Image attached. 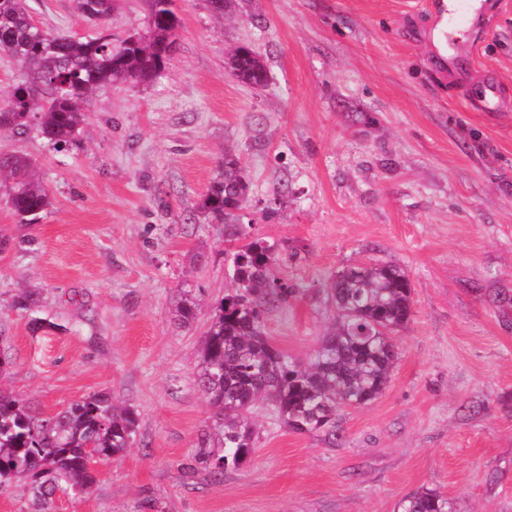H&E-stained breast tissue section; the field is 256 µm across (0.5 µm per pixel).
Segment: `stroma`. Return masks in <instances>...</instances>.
Instances as JSON below:
<instances>
[{
    "label": "stroma",
    "instance_id": "obj_1",
    "mask_svg": "<svg viewBox=\"0 0 512 512\" xmlns=\"http://www.w3.org/2000/svg\"><path fill=\"white\" fill-rule=\"evenodd\" d=\"M426 0H175L176 49L157 78L97 89L75 141L0 132V156L35 163L52 199L20 224L0 195V386L43 415L108 393L138 415L131 448L53 512H397L429 488L459 512H512V0H485L452 68L430 44ZM40 26L97 29L73 0H26ZM247 44L260 88L224 69ZM501 85L480 111L481 83ZM232 154L250 183L253 237L283 245L297 295L264 329L307 362L336 319L337 271L396 264L413 316L383 393L343 407L335 437L296 434L261 403L257 451L223 478L198 462L211 409L201 340L232 272L224 227L197 213ZM281 205H273V198ZM34 293L36 313L17 309ZM195 322L178 324L183 293ZM42 325H35V318Z\"/></svg>",
    "mask_w": 512,
    "mask_h": 512
}]
</instances>
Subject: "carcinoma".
Instances as JSON below:
<instances>
[{"mask_svg":"<svg viewBox=\"0 0 512 512\" xmlns=\"http://www.w3.org/2000/svg\"><path fill=\"white\" fill-rule=\"evenodd\" d=\"M148 2L144 35L114 44L108 23L115 0H74L77 12L101 27L91 39L39 31L25 0H0V49L21 66L0 106V129L24 131L33 124L54 144H67L76 138L97 88L153 79L176 42L178 17L174 0ZM226 70L251 86L267 80L265 60L252 49H237L227 58ZM0 192L7 195L19 224L35 223L51 206L46 188L24 156L0 157ZM249 193L237 160L226 155L197 210L240 240L252 227L242 224ZM281 250L279 244L257 238L230 252L235 288L217 302L202 338L197 384L212 416L199 460L210 476L236 470L253 458L256 432L251 415L261 402L271 404L281 424L295 433L336 435L341 407L368 404L387 387L399 356L391 333L413 315L411 283L403 268L348 266L331 282L339 318L304 366L273 345L264 331L265 307L295 293L272 274ZM196 315L194 299L184 296L175 317L190 324ZM136 425L135 412L115 406L104 392L39 417L0 388V485L15 478L28 480L39 512H48L55 492L77 494L96 482L91 454L102 461L121 459L133 444ZM398 512L457 508L448 497L424 488L402 499Z\"/></svg>","mask_w":512,"mask_h":512,"instance_id":"carcinoma-1","label":"carcinoma"}]
</instances>
